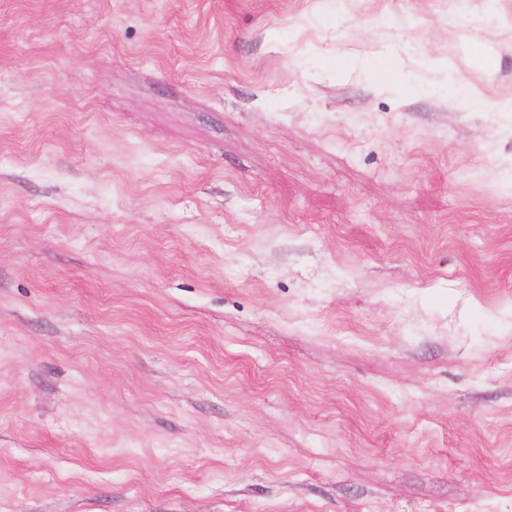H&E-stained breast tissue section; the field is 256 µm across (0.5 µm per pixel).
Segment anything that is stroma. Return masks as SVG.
Wrapping results in <instances>:
<instances>
[{
  "label": "stroma",
  "instance_id": "obj_1",
  "mask_svg": "<svg viewBox=\"0 0 512 512\" xmlns=\"http://www.w3.org/2000/svg\"><path fill=\"white\" fill-rule=\"evenodd\" d=\"M509 101L512 0H0V512H512Z\"/></svg>",
  "mask_w": 512,
  "mask_h": 512
}]
</instances>
